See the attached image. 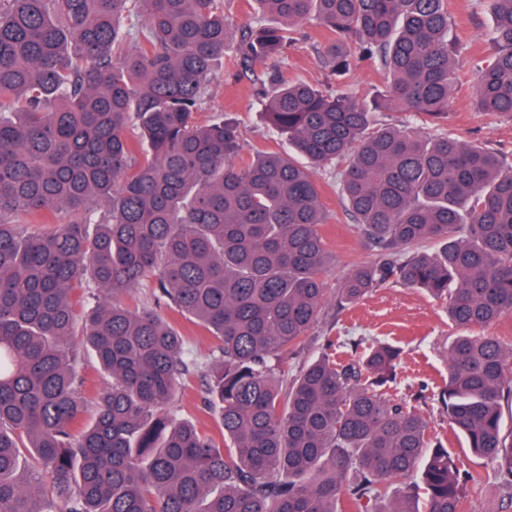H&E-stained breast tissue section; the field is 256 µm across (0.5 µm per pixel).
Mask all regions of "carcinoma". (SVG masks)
Here are the masks:
<instances>
[{"label":"carcinoma","instance_id":"cac0c4a2","mask_svg":"<svg viewBox=\"0 0 512 512\" xmlns=\"http://www.w3.org/2000/svg\"><path fill=\"white\" fill-rule=\"evenodd\" d=\"M254 2L275 23L236 37L224 0H0V512H419L421 489L425 512H463L482 475L385 396L399 347L280 366L328 306L390 284L445 302L439 402L512 499V348L482 333L512 316V163L444 128L465 67L446 0ZM492 2L474 100L512 119V0ZM312 17L330 75L350 73V41L382 73L373 95L284 76ZM233 42L241 68L271 65L256 95L290 152L244 157L235 120L195 123ZM327 168L374 251L332 291ZM145 283L173 316L119 300ZM178 318L217 340L211 363ZM84 351L105 378L88 422ZM194 369L222 446L170 411Z\"/></svg>","mask_w":512,"mask_h":512}]
</instances>
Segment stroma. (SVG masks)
Listing matches in <instances>:
<instances>
[{
  "mask_svg": "<svg viewBox=\"0 0 512 512\" xmlns=\"http://www.w3.org/2000/svg\"><path fill=\"white\" fill-rule=\"evenodd\" d=\"M447 2L454 20L453 35L469 61L465 80L448 108V129L459 139L484 143L512 161V119L493 117L474 107L477 75L489 62L485 47L494 24L492 6L489 0ZM326 43L325 30L316 21H309L298 45L285 55L288 76L317 87L326 84L328 72L320 59ZM236 61L234 51L225 53L222 64L215 70L213 100L210 106L196 113V123L207 124L215 111L220 110L237 120L244 152L256 147L282 146L283 139L268 127L249 80L239 76ZM319 180L323 202L333 216L323 232L334 256L325 282L327 287L334 288L346 274L351 260L370 259L372 251L353 232L352 220L343 207L333 176L324 171ZM450 334L444 304L422 289L394 285L376 289L359 304L346 307L337 316L335 325L318 323L311 332L314 340L311 352L319 354L323 344H331L337 363L342 364L378 340L399 346L403 351L402 362L397 383L388 389V397L418 409L428 423L430 437L448 440L450 452L466 467L484 475L481 484L467 487L465 512H512V500L504 492L496 464L472 455L464 441L452 438L448 416L437 400L448 380L444 349ZM171 411L177 417L192 420L206 433L214 436L220 433L216 418L204 402L200 373L184 378L183 392Z\"/></svg>",
  "mask_w": 512,
  "mask_h": 512,
  "instance_id": "stroma-1",
  "label": "stroma"
}]
</instances>
